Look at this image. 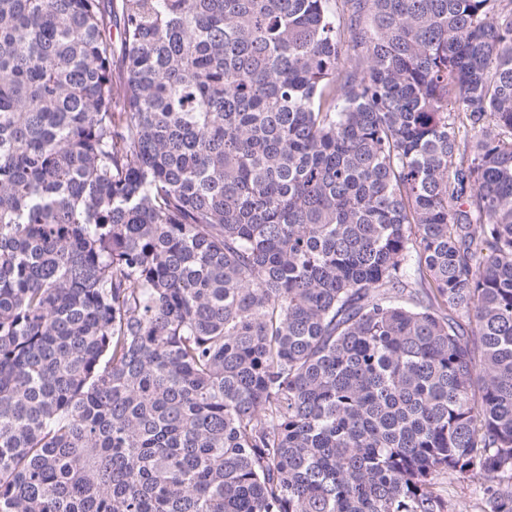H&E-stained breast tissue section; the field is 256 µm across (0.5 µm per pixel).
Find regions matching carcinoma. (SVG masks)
<instances>
[{"instance_id": "1", "label": "carcinoma", "mask_w": 512, "mask_h": 512, "mask_svg": "<svg viewBox=\"0 0 512 512\" xmlns=\"http://www.w3.org/2000/svg\"><path fill=\"white\" fill-rule=\"evenodd\" d=\"M442 477L512 512V0H0V512Z\"/></svg>"}]
</instances>
